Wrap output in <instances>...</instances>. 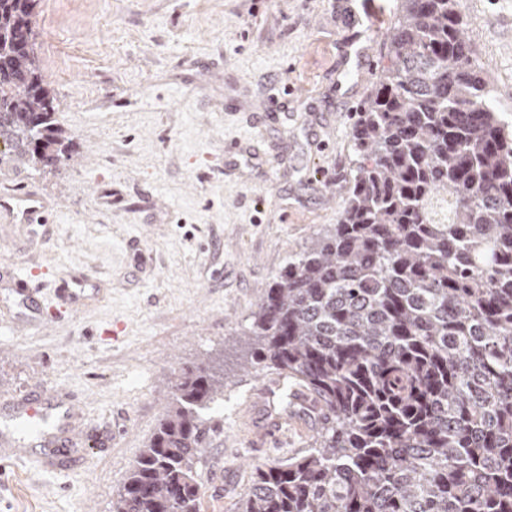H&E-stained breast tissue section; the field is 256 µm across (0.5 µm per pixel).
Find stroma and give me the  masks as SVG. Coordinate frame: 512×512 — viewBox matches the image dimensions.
I'll use <instances>...</instances> for the list:
<instances>
[{"mask_svg": "<svg viewBox=\"0 0 512 512\" xmlns=\"http://www.w3.org/2000/svg\"><path fill=\"white\" fill-rule=\"evenodd\" d=\"M335 0H36L34 31L55 117L74 136L49 173L0 168V189L32 188L44 224L0 221V260L79 265L103 296L45 327L0 318V405L71 388L108 447L45 471L0 463V512H112L183 368L224 367V399L197 469L200 512H233L253 465L303 455L316 418L292 422L284 448L256 446L248 405L269 372L250 368L244 331L286 265L339 220L354 167L353 112L386 54V31ZM474 63L512 112V0H460ZM363 27L373 64L336 73V44ZM289 118L259 120L274 88ZM260 136L268 162L245 165L226 142ZM326 143L321 153L311 142Z\"/></svg>", "mask_w": 512, "mask_h": 512, "instance_id": "stroma-1", "label": "stroma"}]
</instances>
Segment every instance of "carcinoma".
Segmentation results:
<instances>
[{
    "label": "carcinoma",
    "instance_id": "obj_1",
    "mask_svg": "<svg viewBox=\"0 0 512 512\" xmlns=\"http://www.w3.org/2000/svg\"><path fill=\"white\" fill-rule=\"evenodd\" d=\"M35 0H0V165L70 157L36 51ZM357 112L330 230L288 259L245 335L302 387L315 446L254 468L235 512H512V118L473 64L460 0H399ZM211 363L182 370L112 512H199Z\"/></svg>",
    "mask_w": 512,
    "mask_h": 512
}]
</instances>
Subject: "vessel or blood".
<instances>
[{
    "instance_id": "b4317fda",
    "label": "vessel or blood",
    "mask_w": 512,
    "mask_h": 512,
    "mask_svg": "<svg viewBox=\"0 0 512 512\" xmlns=\"http://www.w3.org/2000/svg\"><path fill=\"white\" fill-rule=\"evenodd\" d=\"M370 60L364 34H357L339 47L341 65L362 67ZM49 205L35 190H26L22 198H0V217L11 224H43ZM0 278L10 282L15 293L25 300L29 310H37V286L29 273L15 267L0 266ZM101 290L95 277L81 268L67 270L54 279V296L58 307L71 314L84 306L86 300L99 296ZM87 417L82 399L74 392L56 388L49 392L31 391L0 407V460L36 458L46 469L59 468L56 458L60 450L72 451L82 459L87 445Z\"/></svg>"
}]
</instances>
